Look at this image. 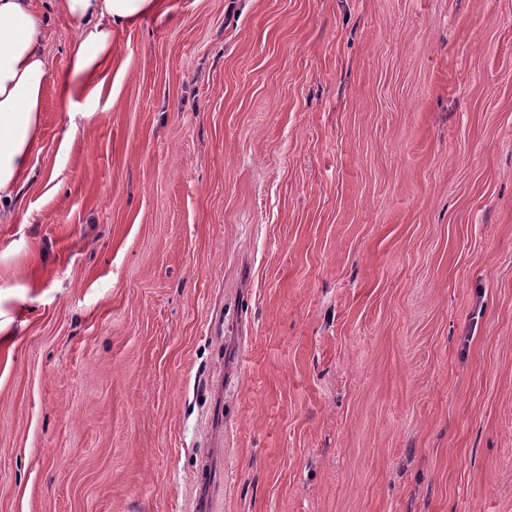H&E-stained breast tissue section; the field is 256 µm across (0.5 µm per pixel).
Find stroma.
<instances>
[{
  "label": "stroma",
  "instance_id": "stroma-1",
  "mask_svg": "<svg viewBox=\"0 0 512 512\" xmlns=\"http://www.w3.org/2000/svg\"><path fill=\"white\" fill-rule=\"evenodd\" d=\"M168 6L0 223V512H512V0Z\"/></svg>",
  "mask_w": 512,
  "mask_h": 512
}]
</instances>
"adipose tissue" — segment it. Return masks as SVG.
Segmentation results:
<instances>
[{
	"label": "adipose tissue",
	"mask_w": 512,
	"mask_h": 512,
	"mask_svg": "<svg viewBox=\"0 0 512 512\" xmlns=\"http://www.w3.org/2000/svg\"><path fill=\"white\" fill-rule=\"evenodd\" d=\"M164 6V0H48L41 12L33 0H0V222L15 214L30 180L48 83L57 85L69 130L77 132L78 119L90 117L99 99L114 34ZM54 16L76 36L68 68L56 76L45 55Z\"/></svg>",
	"instance_id": "obj_1"
}]
</instances>
